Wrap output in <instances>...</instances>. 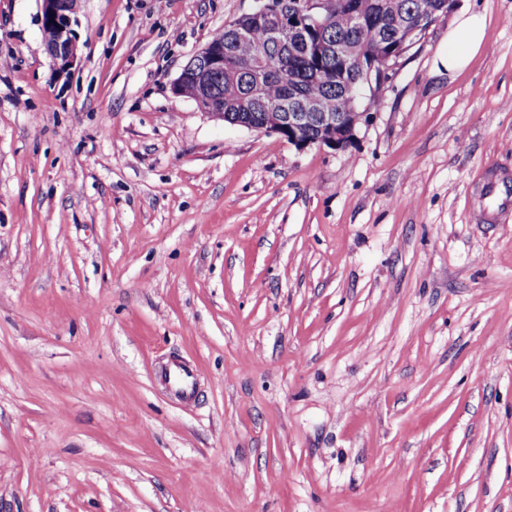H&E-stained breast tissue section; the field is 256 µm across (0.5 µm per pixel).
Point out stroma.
Listing matches in <instances>:
<instances>
[{
    "label": "stroma",
    "mask_w": 512,
    "mask_h": 512,
    "mask_svg": "<svg viewBox=\"0 0 512 512\" xmlns=\"http://www.w3.org/2000/svg\"><path fill=\"white\" fill-rule=\"evenodd\" d=\"M255 5L83 0L59 76L0 0V512H512V223L474 203L512 0H454L336 151L173 94ZM484 15H472L448 31L437 61L450 74L462 71L478 53L486 31ZM171 391L186 405H190L195 392V375L191 368L175 364V368L166 372Z\"/></svg>",
    "instance_id": "35a3bbf8"
}]
</instances>
